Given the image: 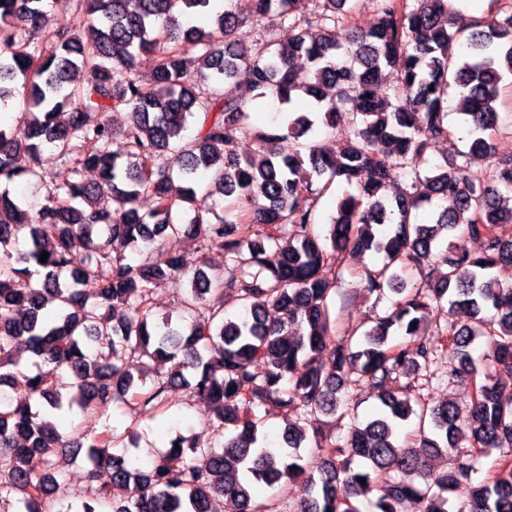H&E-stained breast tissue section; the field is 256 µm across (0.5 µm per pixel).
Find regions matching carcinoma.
I'll return each instance as SVG.
<instances>
[{
	"label": "carcinoma",
	"mask_w": 512,
	"mask_h": 512,
	"mask_svg": "<svg viewBox=\"0 0 512 512\" xmlns=\"http://www.w3.org/2000/svg\"><path fill=\"white\" fill-rule=\"evenodd\" d=\"M226 2L214 11L211 0H78L60 24L42 0L0 3V102L26 101L0 125V181L43 191L33 218L0 193V388L17 394L0 400V502L15 495L16 512H276L253 489L286 479L301 483L294 512H361L363 498L373 512H401L412 498L423 512H512V392L497 377L512 373V159L495 158L493 143L512 76V11H490L464 37L451 23L454 0H375L367 28L358 0H251L255 20L288 24V39L247 48L235 39L243 18ZM339 26L352 31L346 47ZM39 31L40 44L30 38ZM458 40L454 59L448 45ZM144 52L156 57L146 80L136 72ZM387 69L397 84L383 94ZM452 87L466 150L424 176L430 144L452 135ZM296 92L349 135L327 151L310 139L309 113L291 111L238 153L252 103L291 105ZM191 120L197 134L185 142ZM45 146L99 180L50 177ZM20 154L25 168L14 165ZM471 159L487 166L475 172ZM175 175L185 183L177 193ZM335 183L355 192L337 199L321 234L317 205ZM229 197L223 217L213 201ZM424 201L432 221L418 224ZM172 236L195 240L198 261L164 251ZM115 243L152 257L134 264ZM368 252L383 262L363 268L364 286L393 293V311L355 343H338L329 298L346 261ZM408 268L420 282L408 284ZM180 277L190 281L182 307L192 320L155 321L152 285ZM212 292L225 307H206ZM443 305L469 322L428 329L430 309ZM392 336L405 342L391 345ZM445 349L470 385L465 416L420 393L421 373ZM25 353L33 374L16 370ZM401 377L402 394L392 388ZM174 386L209 404L216 441L178 435L143 470L138 440L103 417L128 398L153 420L172 407ZM356 387L374 393L379 411L341 440L326 427L349 415ZM267 402L288 420L275 449L259 446L255 409ZM43 404L78 409L80 424L63 436ZM413 416L420 438L401 443L397 429ZM295 419L312 427L316 475L302 464L308 434ZM83 447L90 483L71 501L54 458ZM490 448L499 456L483 473ZM442 453L453 466L431 469Z\"/></svg>",
	"instance_id": "carcinoma-1"
}]
</instances>
